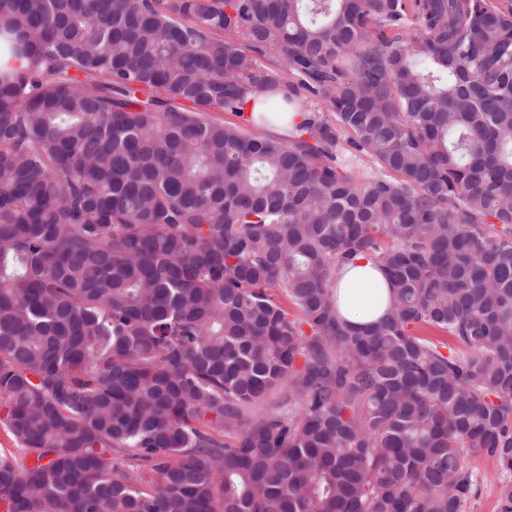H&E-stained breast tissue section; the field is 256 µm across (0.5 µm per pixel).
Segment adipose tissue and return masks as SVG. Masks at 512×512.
I'll list each match as a JSON object with an SVG mask.
<instances>
[{
	"label": "adipose tissue",
	"mask_w": 512,
	"mask_h": 512,
	"mask_svg": "<svg viewBox=\"0 0 512 512\" xmlns=\"http://www.w3.org/2000/svg\"><path fill=\"white\" fill-rule=\"evenodd\" d=\"M336 313L351 327H363L380 320L391 304L384 274L366 260L340 265L336 270Z\"/></svg>",
	"instance_id": "adipose-tissue-1"
}]
</instances>
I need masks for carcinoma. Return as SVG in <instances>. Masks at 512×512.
Returning <instances> with one entry per match:
<instances>
[{
  "instance_id": "carcinoma-1",
  "label": "carcinoma",
  "mask_w": 512,
  "mask_h": 512,
  "mask_svg": "<svg viewBox=\"0 0 512 512\" xmlns=\"http://www.w3.org/2000/svg\"><path fill=\"white\" fill-rule=\"evenodd\" d=\"M0 50V512H463L478 454L512 512V0H0ZM251 94L303 120L206 118ZM347 133H341L339 150L353 160L354 175L358 179L369 177L379 170L372 156L369 154L357 153L347 142ZM336 314L351 327L380 320L391 304L384 274L371 261L357 260L336 269Z\"/></svg>"
}]
</instances>
